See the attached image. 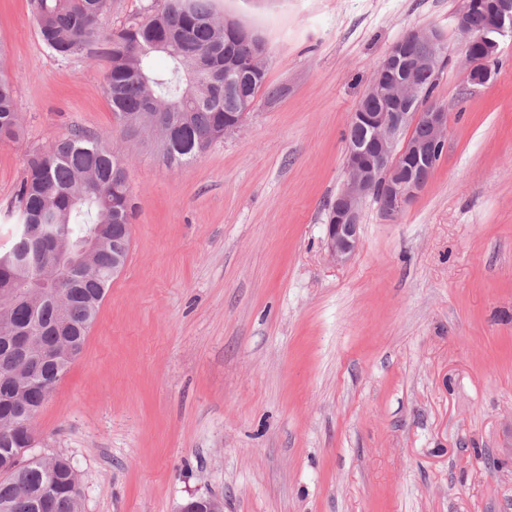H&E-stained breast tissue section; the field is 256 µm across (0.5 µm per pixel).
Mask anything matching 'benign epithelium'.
<instances>
[{
	"instance_id": "benign-epithelium-1",
	"label": "benign epithelium",
	"mask_w": 512,
	"mask_h": 512,
	"mask_svg": "<svg viewBox=\"0 0 512 512\" xmlns=\"http://www.w3.org/2000/svg\"><path fill=\"white\" fill-rule=\"evenodd\" d=\"M477 4L478 0H464L456 15V27L465 38L467 82L484 86L494 73L500 38L512 33V0H490L484 6L486 25L478 35L471 27ZM224 27L240 41H252L250 29L237 20L225 19ZM446 52L436 32L409 31L386 54L396 68L404 70L403 76L390 80L382 67L374 74L370 87L373 96L392 104L391 111L352 114L353 124L364 116L367 127L363 135L347 138L346 179L329 205L326 247L335 265L347 264L359 248L361 206L366 199L379 200L382 213L395 218L425 189V171L436 164L448 139V112L432 99L420 105L423 88L415 75L439 69ZM262 58L255 53L244 66L226 63L228 82L261 70ZM417 127L423 129V135H413Z\"/></svg>"
}]
</instances>
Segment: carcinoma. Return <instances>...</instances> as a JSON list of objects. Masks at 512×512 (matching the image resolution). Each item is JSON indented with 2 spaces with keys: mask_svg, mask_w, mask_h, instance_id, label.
<instances>
[{
  "mask_svg": "<svg viewBox=\"0 0 512 512\" xmlns=\"http://www.w3.org/2000/svg\"><path fill=\"white\" fill-rule=\"evenodd\" d=\"M217 0H164L140 20L120 29L105 23L110 0H29L40 41L63 66L81 58L107 62L105 91L117 122L150 127L146 114L166 112L174 130L164 156L182 165L209 145L205 136L224 132V114L240 112L241 99L254 100L265 76L237 85L224 84V58L247 59L263 49L262 39L244 44L224 29ZM156 53L168 65H152ZM13 85L0 74V141L19 134ZM130 187L126 167L106 146L103 136L72 131L51 148L34 152L18 194L20 223L51 224L56 234L72 240L95 235L109 226V240L130 243ZM18 287L0 308V334L16 323L33 328L32 343H71L81 352L95 321L112 267L124 264L128 250L107 245L70 276H62L56 296L66 311L63 334L43 336L40 329L57 322L50 303L36 311L28 305L25 282L42 272L32 261L28 241L16 232L7 251ZM72 360L49 363L46 379L59 381ZM25 375L23 351L0 343V512H82L79 474L63 456L31 458L20 453L24 436L13 404L14 377Z\"/></svg>",
  "mask_w": 512,
  "mask_h": 512,
  "instance_id": "carcinoma-1",
  "label": "carcinoma"
}]
</instances>
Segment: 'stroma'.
I'll return each instance as SVG.
<instances>
[{"instance_id":"stroma-1","label":"stroma","mask_w":512,"mask_h":512,"mask_svg":"<svg viewBox=\"0 0 512 512\" xmlns=\"http://www.w3.org/2000/svg\"><path fill=\"white\" fill-rule=\"evenodd\" d=\"M463 0H220L264 41L243 125L167 164L129 135L106 64L59 66L28 0H0L21 136L0 142V253L26 161L103 135L133 196L131 246L83 350L33 422L80 475L83 512H512V36L468 83ZM444 38L448 140L396 219L361 208L334 266L328 206L375 67L408 30Z\"/></svg>"}]
</instances>
